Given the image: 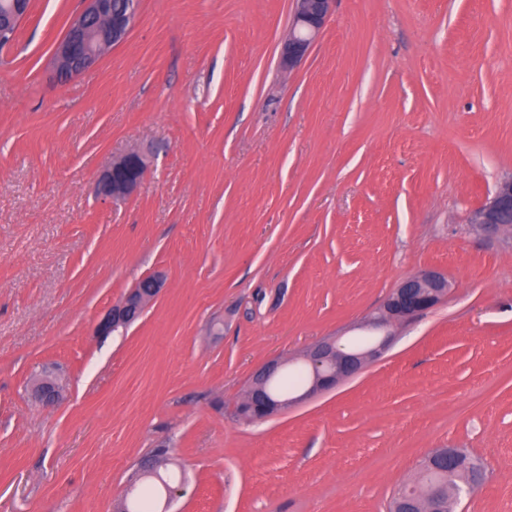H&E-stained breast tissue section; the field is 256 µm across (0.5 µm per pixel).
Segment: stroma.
Returning <instances> with one entry per match:
<instances>
[{"label": "stroma", "mask_w": 512, "mask_h": 512, "mask_svg": "<svg viewBox=\"0 0 512 512\" xmlns=\"http://www.w3.org/2000/svg\"><path fill=\"white\" fill-rule=\"evenodd\" d=\"M81 8L32 0L0 49V512H116L162 443L171 512H388L438 448L486 468L462 512H512V238L467 222L512 176V0H335L288 73L291 0H142L57 86ZM133 149L141 187L101 199ZM429 269L447 298L381 359L233 416L256 369L362 335ZM153 274L142 317L97 333ZM45 370L53 407L30 390ZM147 169V161L139 151L116 156L103 169L98 191L105 200L127 197L139 188Z\"/></svg>", "instance_id": "1"}]
</instances>
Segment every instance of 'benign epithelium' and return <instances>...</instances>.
I'll return each mask as SVG.
<instances>
[{"label": "benign epithelium", "mask_w": 512, "mask_h": 512, "mask_svg": "<svg viewBox=\"0 0 512 512\" xmlns=\"http://www.w3.org/2000/svg\"><path fill=\"white\" fill-rule=\"evenodd\" d=\"M85 7L72 21L53 52V71L57 81H67L94 66L112 47L122 43L133 29L140 0H127L121 13L112 12L108 0H84ZM334 0H292L291 27L282 44L279 64L291 71L306 56L315 38L327 23ZM27 14L26 0H8L0 9V45L12 40L13 30ZM148 169L143 154L132 150L116 156L102 171L98 191L104 199L124 198L135 192ZM469 223L489 237L512 229V181L502 182L485 203L473 211ZM149 289L135 285L120 303L112 306L98 325L107 334L119 327H128L145 311L160 292L161 279L147 277ZM448 294V278L435 270L423 271L403 279L389 295L383 310L366 322V327L378 336L364 351L345 352L337 338H325L307 351L312 377L307 389L296 397L283 398L267 392V382L277 375L286 361L271 359L254 372L249 397L261 403L265 416L285 411L311 394L327 391L346 378L356 375L370 361L379 359L393 342L392 326L409 322L420 313L437 306ZM39 401L52 403L59 399L57 384L44 379L37 384Z\"/></svg>", "instance_id": "7a95c632"}]
</instances>
